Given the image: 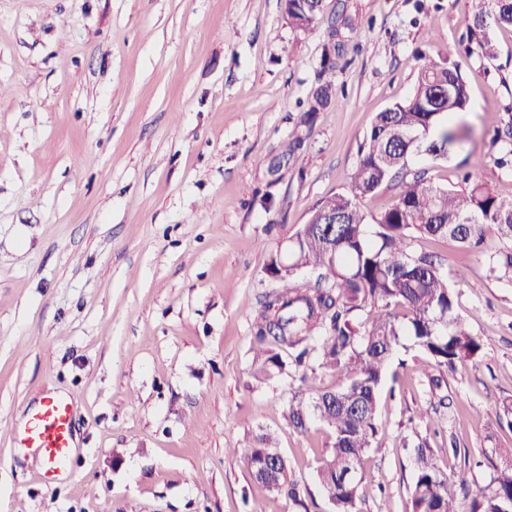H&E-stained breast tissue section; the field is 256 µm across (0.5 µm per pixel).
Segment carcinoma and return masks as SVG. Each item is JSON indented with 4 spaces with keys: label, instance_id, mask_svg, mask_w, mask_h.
I'll return each instance as SVG.
<instances>
[{
    "label": "carcinoma",
    "instance_id": "1",
    "mask_svg": "<svg viewBox=\"0 0 512 512\" xmlns=\"http://www.w3.org/2000/svg\"><path fill=\"white\" fill-rule=\"evenodd\" d=\"M469 36L483 57H496L489 30L512 28V0H471ZM288 23L311 28L319 8L285 0ZM346 40L331 28L323 49V83L309 108L331 103L336 59ZM470 105V86L462 64L446 60L423 64L412 94L377 113L358 143V159L345 191L320 200L309 220L284 247L269 253L265 271L279 288L262 295L255 318V376L268 380L285 372L275 345L288 349L296 366L315 360L318 367L346 373L343 384L311 402L294 396L288 404L293 423L306 427L308 415L330 431L331 443L318 480L335 512H361L370 478L363 456L377 434L380 390L392 356L413 342L436 367L477 361L483 343L454 312L456 284L464 278L438 256L417 247L430 239L452 243L484 258L489 277L512 284V246L491 249L487 231L512 243V195L504 196L469 171L457 182L436 184L427 170L413 168L414 155L446 160L464 138L455 119ZM494 162L512 168V112L490 139ZM393 191L392 203L372 215L361 200ZM309 276L314 282H303ZM277 448L273 436L253 437L248 466L269 491L298 501V484L286 462L268 476L263 466ZM416 462L406 512H512V448L508 463L479 492L463 473L448 474L427 441L415 446ZM356 469L355 479L346 477Z\"/></svg>",
    "mask_w": 512,
    "mask_h": 512
}]
</instances>
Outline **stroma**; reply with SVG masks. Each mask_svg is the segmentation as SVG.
Here are the masks:
<instances>
[{
    "mask_svg": "<svg viewBox=\"0 0 512 512\" xmlns=\"http://www.w3.org/2000/svg\"><path fill=\"white\" fill-rule=\"evenodd\" d=\"M467 11L468 0H324L303 32L282 0H0V512H332L317 480L330 432L296 429L288 403L343 375L254 377L252 324L276 287L265 263L347 188L359 140L428 60L462 62L474 134L414 166L449 184L464 161L512 194L487 137L512 105V29L491 30L498 55L481 58ZM340 14L361 36L308 122ZM422 246L464 267L456 312L485 349L444 372L435 418L429 358L393 357L363 512H405L418 438L475 490L512 448L499 421L512 285L450 243ZM51 392L76 410V448L47 481L10 429ZM261 427L298 500L253 480L247 446Z\"/></svg>",
    "mask_w": 512,
    "mask_h": 512,
    "instance_id": "1",
    "label": "stroma"
}]
</instances>
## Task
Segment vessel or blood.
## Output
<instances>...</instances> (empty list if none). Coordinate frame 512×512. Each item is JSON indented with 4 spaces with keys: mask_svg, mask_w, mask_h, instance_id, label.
<instances>
[{
    "mask_svg": "<svg viewBox=\"0 0 512 512\" xmlns=\"http://www.w3.org/2000/svg\"><path fill=\"white\" fill-rule=\"evenodd\" d=\"M73 407L62 398H44L40 407L21 429V442L34 451L45 465V472H65L74 451Z\"/></svg>",
    "mask_w": 512,
    "mask_h": 512,
    "instance_id": "b4317fda",
    "label": "vessel or blood"
}]
</instances>
